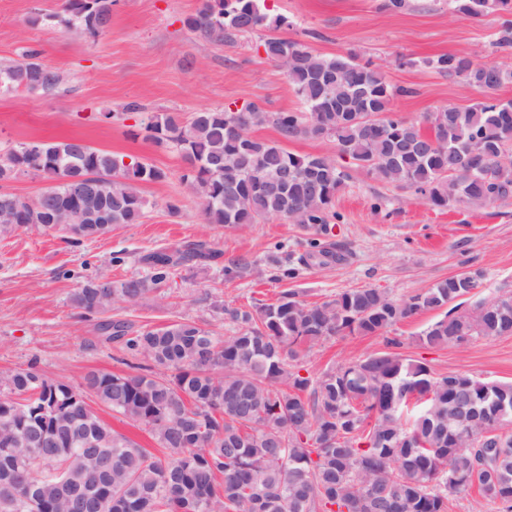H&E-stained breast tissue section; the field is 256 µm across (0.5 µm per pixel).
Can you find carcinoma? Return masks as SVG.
Instances as JSON below:
<instances>
[{"instance_id": "carcinoma-1", "label": "carcinoma", "mask_w": 512, "mask_h": 512, "mask_svg": "<svg viewBox=\"0 0 512 512\" xmlns=\"http://www.w3.org/2000/svg\"><path fill=\"white\" fill-rule=\"evenodd\" d=\"M466 17L501 13L508 0H452ZM66 24L95 36L112 23V0H64ZM184 25L227 45L255 30L272 35L265 59L284 62L302 112L269 115L250 103L239 110L202 109L183 118L153 112L144 126L153 143L176 152L185 164L182 182L195 195L209 224L243 227L280 216L295 224H328L336 193L349 174V159L384 184L424 196L432 205H483L512 198V101L496 92L512 84V69L477 66L470 54L424 60L440 73L465 75L481 99L468 108L448 105L424 123L391 109L405 89L388 84L353 54L320 56L275 35L288 18L267 13L261 0H202ZM495 45L512 49V19H504ZM59 73L28 49L0 68V88H56ZM272 123L282 139H331L336 155H298L280 142L250 135ZM51 182L33 198L3 191L2 183L28 171ZM81 170L99 183L95 195L77 198L62 182ZM288 190L264 188L282 172ZM149 163L73 139L23 143L0 155V204L15 212L0 224V237L20 229L58 231L51 209L81 211V224L66 231L96 239L114 224H140L147 200L136 184L163 181ZM214 252L165 251L142 257L144 277L90 280L72 296L85 314L114 304H135L170 279L182 263L206 262ZM481 273L462 272L406 299L377 288L346 289L328 301L308 303L284 294L272 304L225 307L233 325L216 336L194 321L133 331L121 320L98 329L133 355L172 371H94L85 387L53 382L34 369L0 374V512H448V499L475 488L481 498L512 512V442L497 448L482 436L512 423V383L466 374L435 377L428 367L386 349L328 370L300 375L297 348L334 336L381 335L423 311L442 317L419 336L429 347L463 346L478 337L512 336V306L500 296L469 299ZM99 404L148 428L166 455L148 453L112 430L87 403Z\"/></svg>"}]
</instances>
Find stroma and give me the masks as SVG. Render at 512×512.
I'll list each match as a JSON object with an SVG mask.
<instances>
[{
	"mask_svg": "<svg viewBox=\"0 0 512 512\" xmlns=\"http://www.w3.org/2000/svg\"><path fill=\"white\" fill-rule=\"evenodd\" d=\"M383 0H265L269 13L287 16L281 37L326 56L356 54L386 81L409 88L391 108L409 120L447 105L466 108L479 94L465 82L422 67L421 59L466 51L475 64L512 68V50L492 48L502 18L456 14L448 0H407L396 12ZM201 0H115L108 34L90 37L68 26L62 0H0V65L26 49L58 70L50 91L0 90V149L32 141L80 139L164 170L165 180L140 185L149 207L143 223L117 224L94 240L72 242L61 232L21 230L0 239V372L32 368L44 377L82 385L93 371L134 372L138 358L105 341L99 316L81 314L71 297L98 273L119 280L142 277L145 254L176 253L190 244L220 252L218 263L176 267L167 282L108 317L134 328L191 320L227 336L232 327L216 305L248 308L293 293L321 303L347 288L372 287L395 299L465 270H480L478 296L512 290V198L486 206L437 207L413 191L378 182L355 166L337 193L336 220L327 226L293 224L269 216L245 227L205 223L199 200L181 182L183 163L156 147L138 114L140 102L156 112L189 116L203 108L259 105L265 112H297L301 102L283 71L265 60L259 31L229 46L203 38L183 21ZM178 213H170V205ZM340 248L342 264L305 261L310 242ZM248 265L228 277L225 266ZM294 269L291 278L285 269ZM436 317L421 312L386 336H335L300 355L301 375L315 377L384 350L398 337L401 353L433 374L463 373L512 383V337L479 338L467 345L430 349L418 335Z\"/></svg>",
	"mask_w": 512,
	"mask_h": 512,
	"instance_id": "35a3bbf8",
	"label": "stroma"
}]
</instances>
